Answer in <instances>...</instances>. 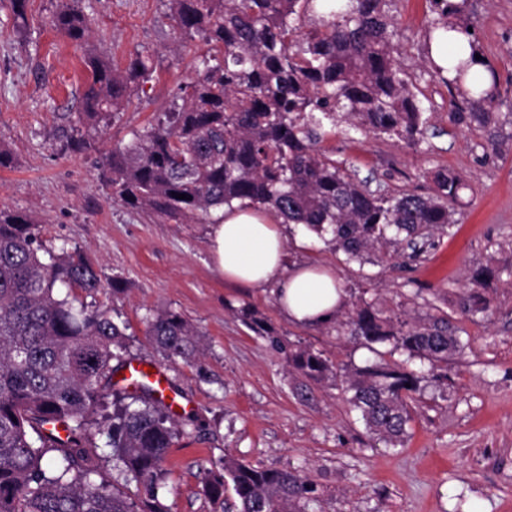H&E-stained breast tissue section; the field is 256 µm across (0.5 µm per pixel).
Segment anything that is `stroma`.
<instances>
[{
    "label": "stroma",
    "mask_w": 512,
    "mask_h": 512,
    "mask_svg": "<svg viewBox=\"0 0 512 512\" xmlns=\"http://www.w3.org/2000/svg\"><path fill=\"white\" fill-rule=\"evenodd\" d=\"M78 2L91 19V43L125 68L131 53L152 54L156 70L139 97L102 137L79 151L67 137L88 72L83 51L50 25ZM392 43L416 100L429 118L418 144L341 124L321 147L358 179L392 195L434 194L445 170L464 182L457 224L436 245L402 266L344 255L290 224L288 263L318 262L336 271L346 301L365 297L386 311L447 317L463 345L448 358V382L425 381L412 404L404 446L376 442L340 389L330 383L298 391L286 355L250 328L257 311L282 341H299L332 361L362 367L377 356L347 329L302 327L278 308L270 290L236 288L211 268L209 222H160L113 202L102 156L127 144L194 80L201 41L182 42L167 0H29L27 24L0 5V204L40 224L45 247L78 248L103 283L120 293L97 302L126 320L122 363L162 365L187 410L175 412L162 501L168 512H212L200 472L225 456L255 466L297 469L317 486L313 512H512V0H469L475 45L495 69L499 105L491 125H456L448 113L460 97L436 76L425 46L439 17L432 0H388ZM488 266L484 314L464 312L471 275ZM175 312L198 331L187 360L169 362L145 330L148 318Z\"/></svg>",
    "instance_id": "1"
}]
</instances>
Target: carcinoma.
<instances>
[{
    "mask_svg": "<svg viewBox=\"0 0 512 512\" xmlns=\"http://www.w3.org/2000/svg\"><path fill=\"white\" fill-rule=\"evenodd\" d=\"M319 22L291 51L300 2ZM171 27L183 41L200 39L208 50L202 71L179 88L171 107L129 143L105 156L112 201L149 217L188 224L231 204L263 208L280 224L301 225L345 262L371 251L405 246L414 259L435 245L434 235L453 223L450 204L461 177L440 171L437 194L379 195L318 144L326 126L343 119L374 134L422 141L429 120L415 101L391 50L383 0H168ZM466 9L440 10L433 30L471 35ZM71 41H86L90 20L70 6L50 20ZM90 81L77 122L98 134L139 95L154 70L151 55L135 52L118 69L89 52ZM491 88L451 112L455 124L494 120ZM185 194L189 199H179ZM100 275L74 249L43 251L40 226L0 205V512H166L160 496L173 443L174 422L149 391L130 393L114 382L112 360L125 347L124 322L100 303L74 304L79 289L92 297ZM340 326L368 348L389 345L382 360L353 368L323 352L288 344V367L308 383L332 381L377 440L403 445L411 420L409 400L430 378L448 381L443 364L460 340L443 316L401 319L361 298ZM146 336L168 359H188L197 332L177 313L147 322ZM425 359L418 375L406 362ZM118 406L110 423L90 430L91 417L108 396ZM106 437L112 475L102 470ZM135 484L136 495L124 490ZM201 483L213 512L224 510L230 483L237 512H309L317 487L296 470L263 468L227 457Z\"/></svg>",
    "mask_w": 512,
    "mask_h": 512,
    "instance_id": "obj_1",
    "label": "carcinoma"
}]
</instances>
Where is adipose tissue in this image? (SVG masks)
I'll list each match as a JSON object with an SVG mask.
<instances>
[{
	"label": "adipose tissue",
	"mask_w": 512,
	"mask_h": 512,
	"mask_svg": "<svg viewBox=\"0 0 512 512\" xmlns=\"http://www.w3.org/2000/svg\"><path fill=\"white\" fill-rule=\"evenodd\" d=\"M469 63L473 75L488 76L485 60L473 59L466 36L450 31L434 42L430 59L448 79H455V59ZM210 233L214 270L224 280L251 288L271 287L278 307L295 324L323 326L333 322L343 301L336 275L310 262L288 264L284 228L268 212L249 207H225Z\"/></svg>",
	"instance_id": "adipose-tissue-1"
}]
</instances>
